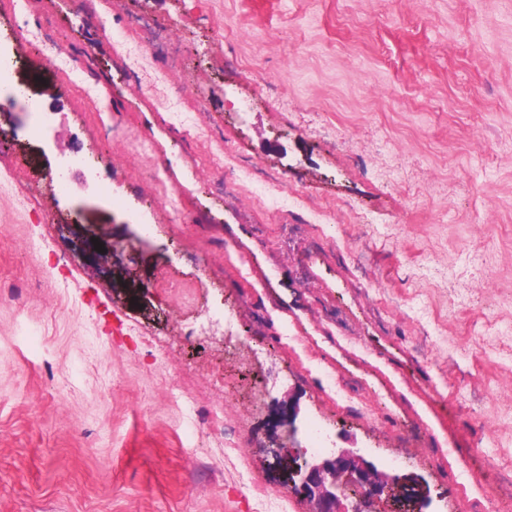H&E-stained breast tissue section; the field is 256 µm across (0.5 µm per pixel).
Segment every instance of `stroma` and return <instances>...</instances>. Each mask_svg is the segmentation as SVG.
I'll list each match as a JSON object with an SVG mask.
<instances>
[{"instance_id":"obj_1","label":"stroma","mask_w":512,"mask_h":512,"mask_svg":"<svg viewBox=\"0 0 512 512\" xmlns=\"http://www.w3.org/2000/svg\"><path fill=\"white\" fill-rule=\"evenodd\" d=\"M27 2L0 0V36L48 27L74 77L17 42L50 133L32 140L23 102L0 105V167L66 164L70 189L42 190L33 213L0 182V512H256L241 484L287 488L270 451L309 447L316 412L334 447L401 453L426 512H468L458 483L497 484L489 456L512 470V0ZM228 152L280 174V200L226 196ZM296 195L335 222L314 225ZM347 201L379 224L365 288L335 244L364 237ZM204 311L234 312L239 342L186 336ZM336 382L419 446L328 398ZM216 406L242 452L217 456L196 426Z\"/></svg>"}]
</instances>
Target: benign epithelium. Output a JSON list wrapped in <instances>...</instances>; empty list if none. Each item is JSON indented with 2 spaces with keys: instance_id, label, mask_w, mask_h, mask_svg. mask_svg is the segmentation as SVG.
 Returning <instances> with one entry per match:
<instances>
[{
  "instance_id": "7a95c632",
  "label": "benign epithelium",
  "mask_w": 512,
  "mask_h": 512,
  "mask_svg": "<svg viewBox=\"0 0 512 512\" xmlns=\"http://www.w3.org/2000/svg\"><path fill=\"white\" fill-rule=\"evenodd\" d=\"M273 464L288 466V482L313 505L312 512H373L372 506L407 491L396 469L380 468L350 450L310 455L285 444L273 451Z\"/></svg>"
}]
</instances>
